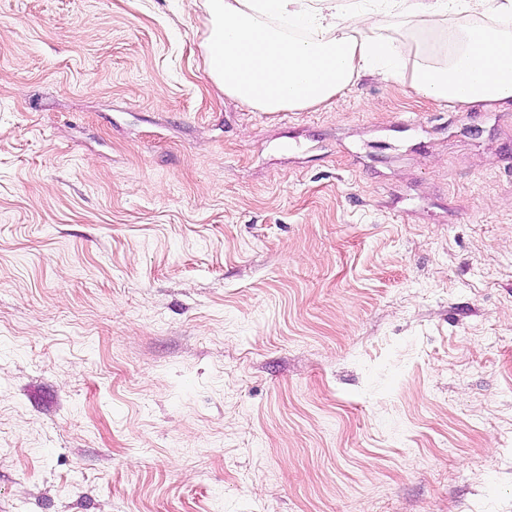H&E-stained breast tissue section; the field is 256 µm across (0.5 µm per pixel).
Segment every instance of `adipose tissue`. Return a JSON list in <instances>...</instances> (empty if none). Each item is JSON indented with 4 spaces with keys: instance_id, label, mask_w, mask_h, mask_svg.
I'll use <instances>...</instances> for the list:
<instances>
[{
    "instance_id": "obj_1",
    "label": "adipose tissue",
    "mask_w": 512,
    "mask_h": 512,
    "mask_svg": "<svg viewBox=\"0 0 512 512\" xmlns=\"http://www.w3.org/2000/svg\"><path fill=\"white\" fill-rule=\"evenodd\" d=\"M207 66L260 112L323 105L369 74L450 104L512 108V0H204ZM401 18L390 33L388 20ZM446 22L441 31L430 30Z\"/></svg>"
}]
</instances>
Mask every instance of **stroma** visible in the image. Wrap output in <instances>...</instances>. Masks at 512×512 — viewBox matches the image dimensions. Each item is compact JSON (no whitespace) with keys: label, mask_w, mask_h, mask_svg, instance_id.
Here are the masks:
<instances>
[{"label":"stroma","mask_w":512,"mask_h":512,"mask_svg":"<svg viewBox=\"0 0 512 512\" xmlns=\"http://www.w3.org/2000/svg\"><path fill=\"white\" fill-rule=\"evenodd\" d=\"M207 25L0 0V512H512V110Z\"/></svg>","instance_id":"1"}]
</instances>
